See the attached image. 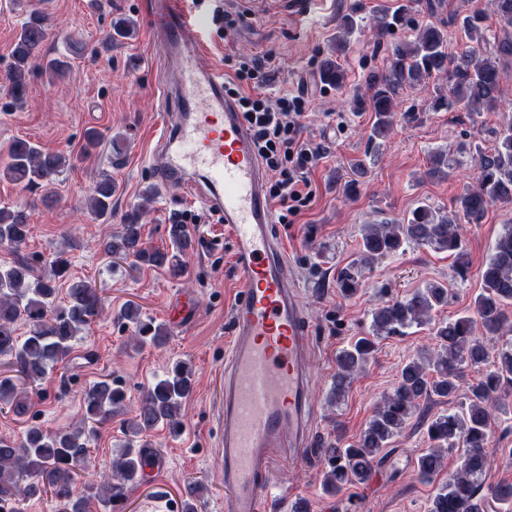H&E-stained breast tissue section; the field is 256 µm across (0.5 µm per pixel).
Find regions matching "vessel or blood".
Returning <instances> with one entry per match:
<instances>
[{
    "mask_svg": "<svg viewBox=\"0 0 512 512\" xmlns=\"http://www.w3.org/2000/svg\"><path fill=\"white\" fill-rule=\"evenodd\" d=\"M164 48L158 89L173 105L149 158L153 181L177 184L224 226L240 290L224 355L218 452L224 512H260L276 468L301 460L313 409L309 326L288 272V248L266 194L267 172L224 73L206 68L219 0H150Z\"/></svg>",
    "mask_w": 512,
    "mask_h": 512,
    "instance_id": "b4317fda",
    "label": "vessel or blood"
}]
</instances>
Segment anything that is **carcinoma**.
<instances>
[{
    "instance_id": "carcinoma-1",
    "label": "carcinoma",
    "mask_w": 512,
    "mask_h": 512,
    "mask_svg": "<svg viewBox=\"0 0 512 512\" xmlns=\"http://www.w3.org/2000/svg\"><path fill=\"white\" fill-rule=\"evenodd\" d=\"M499 25L507 30L492 42L486 17L480 11L462 18L461 28L470 46L456 52L448 47L442 25L431 20H415L404 6L373 18L381 34L396 27H407L412 39L395 43L389 62L382 72L367 78L369 106L374 112L370 140L383 141L391 129L398 96L434 75L448 78V94H438L433 108L452 109L461 105L469 112H495L508 101V90L501 85V65L512 60V0H493ZM361 22L352 13L344 15L336 35V49L350 43ZM47 38L45 18L34 12L23 22L11 51L6 74L11 104H23L27 94V76L40 57ZM320 77L341 90L344 71L331 58L323 60ZM70 166V158L61 152H44L25 139L15 140L9 161L0 170L3 177L25 189L47 187ZM475 180L457 197L455 206L444 212L422 202L403 219L385 224H365L359 243V255L336 276L340 292L356 294L363 269L380 258L399 251L406 244L428 246L454 254L458 267L464 261L461 227L479 224L488 208L496 202H512V123L497 132L493 151L476 149ZM448 169V153L437 150L430 158L427 175L441 177ZM116 186L105 174L87 197V209L96 219L112 218V196ZM144 205L138 204L125 216L121 231L98 242L97 249L108 257L131 258L138 265L165 268L175 275L183 272V257L194 246L189 225L175 222L168 227L171 248L149 247L142 238L140 220ZM29 233L28 215L21 209L0 208V245L7 244L14 258L0 266V356L10 357L13 374L0 375V404L14 415L25 417L31 404L24 386L44 378L49 369L64 363L74 343L88 333L102 311L96 288L82 279L71 281L67 303L56 304L57 279L67 266L64 253L48 261L49 273H37L34 259L20 253ZM482 291L474 299L473 313L435 326L433 346H423L400 368L395 390L377 406L368 426L351 444L336 441L319 448L329 464L323 485L327 492H339L349 484H363L372 477L382 452L399 435L420 409V403L432 397L448 398L458 389V381L467 365L492 363L485 376L469 387L467 405L442 413L427 423L429 448L417 458V474L423 481L434 477L442 467L443 453L461 443L465 447L460 467L448 476V483L434 494L430 512H484L491 498L512 505V484L500 483L484 488L482 476L490 464L487 451L491 426L497 413L505 411L498 393L512 377V345L490 354L484 339L512 332V319L505 307L512 304V225L499 236L481 273ZM448 303V289L428 282L400 299L383 301L372 312L375 336H395L412 326H420L432 310ZM121 317L137 325L140 340L150 336L159 345L167 333L161 325L139 321V309L129 306ZM29 325L28 335L16 333L18 320ZM374 351V341L359 338L337 357L338 372L332 400L343 396L350 380ZM192 368L177 362L141 397L136 415L129 424L128 440L119 457L112 462L106 479L83 482L77 488L90 455L86 425L103 424L125 401L124 392L110 380H100L83 393L85 411L78 426L48 431L42 426L27 427L20 444L0 439V512H19V504L49 491L62 502L60 512H90L92 502L110 503L120 495L122 486L145 477L150 460L144 440L147 433L163 424L177 433L183 428L182 407L192 392Z\"/></svg>"
}]
</instances>
